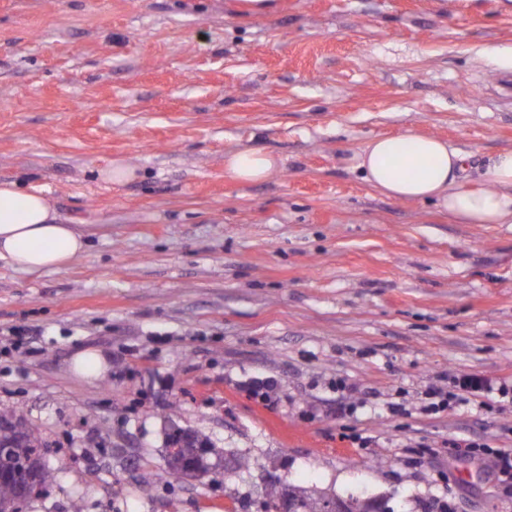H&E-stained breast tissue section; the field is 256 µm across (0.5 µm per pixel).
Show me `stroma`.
Returning a JSON list of instances; mask_svg holds the SVG:
<instances>
[{
	"label": "stroma",
	"instance_id": "obj_1",
	"mask_svg": "<svg viewBox=\"0 0 512 512\" xmlns=\"http://www.w3.org/2000/svg\"><path fill=\"white\" fill-rule=\"evenodd\" d=\"M0 0V182L50 190L89 249L0 265V408L40 427L56 484L26 512H260L281 481L389 512H512L480 436L512 405L423 413L427 386L512 384V224L368 184L356 155L413 128L472 170L512 149V0ZM274 154L258 184L224 155ZM135 177L103 181L110 160ZM102 351L98 379L76 351ZM274 383L275 408L253 395ZM180 427L249 461L165 465ZM276 8V0H236L235 2L237 14L245 18L269 15ZM71 369L79 375L88 378H97L108 371L107 358L95 350H79L74 353L70 361Z\"/></svg>",
	"mask_w": 512,
	"mask_h": 512
}]
</instances>
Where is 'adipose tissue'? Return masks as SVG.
<instances>
[{"label": "adipose tissue", "instance_id": "adipose-tissue-1", "mask_svg": "<svg viewBox=\"0 0 512 512\" xmlns=\"http://www.w3.org/2000/svg\"><path fill=\"white\" fill-rule=\"evenodd\" d=\"M357 167L388 197L436 202L467 224H512V149L487 159L481 189L466 184V155L412 129L371 139L359 151ZM277 168L276 156L258 149L224 157L225 175L242 183L264 182ZM87 248L84 236L63 222L47 189L0 183V263L28 273L59 271Z\"/></svg>", "mask_w": 512, "mask_h": 512}]
</instances>
